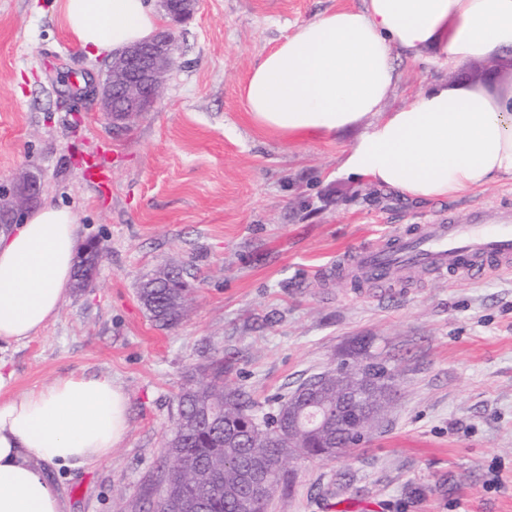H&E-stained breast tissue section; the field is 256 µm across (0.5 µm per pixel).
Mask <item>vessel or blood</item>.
Masks as SVG:
<instances>
[{
	"mask_svg": "<svg viewBox=\"0 0 512 512\" xmlns=\"http://www.w3.org/2000/svg\"><path fill=\"white\" fill-rule=\"evenodd\" d=\"M355 275L381 284L407 280L420 268L474 279L512 269V210L479 211L466 222L439 216L429 224L396 227L350 254Z\"/></svg>",
	"mask_w": 512,
	"mask_h": 512,
	"instance_id": "vessel-or-blood-1",
	"label": "vessel or blood"
}]
</instances>
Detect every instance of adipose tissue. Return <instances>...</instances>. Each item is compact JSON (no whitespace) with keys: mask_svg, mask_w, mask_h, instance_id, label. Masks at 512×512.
Returning <instances> with one entry per match:
<instances>
[{"mask_svg":"<svg viewBox=\"0 0 512 512\" xmlns=\"http://www.w3.org/2000/svg\"><path fill=\"white\" fill-rule=\"evenodd\" d=\"M88 56L150 40L151 0H55ZM445 70L512 55V0H362L297 25L249 72L242 93L261 129L280 137L357 130L342 175L413 201L452 199L512 179V97L438 83L393 111L396 55ZM75 213L46 204L0 237V341L22 343L53 319L70 284ZM122 389L68 376L0 403V512H63L40 468L78 470L126 434Z\"/></svg>","mask_w":512,"mask_h":512,"instance_id":"ef3b65f1","label":"adipose tissue"}]
</instances>
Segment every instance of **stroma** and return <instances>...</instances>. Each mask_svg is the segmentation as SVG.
I'll list each match as a JSON object with an SVG mask.
<instances>
[{
	"mask_svg": "<svg viewBox=\"0 0 512 512\" xmlns=\"http://www.w3.org/2000/svg\"><path fill=\"white\" fill-rule=\"evenodd\" d=\"M360 2L199 0L170 26L177 51L156 106L117 129L97 98L72 112L58 94L63 78L104 76L108 57L78 50L52 0H0V188L35 176L39 204L71 208L79 242L106 247L91 287L68 289L28 342L0 346L14 372L0 400L74 374L111 379L128 402L109 458L70 473L43 463L64 512H150L176 396L213 356L266 414L360 346L397 368L386 419L338 458L292 461L266 512H512V271L456 282L421 270L392 289L334 271L392 226L512 209V180L416 203L339 175L354 132L285 141L241 95L284 35ZM395 66L390 111L447 80L512 93L508 59ZM90 158L111 170L109 189L83 181ZM165 266L193 290L172 329L138 298Z\"/></svg>",
	"mask_w": 512,
	"mask_h": 512,
	"instance_id": "1",
	"label": "stroma"
}]
</instances>
